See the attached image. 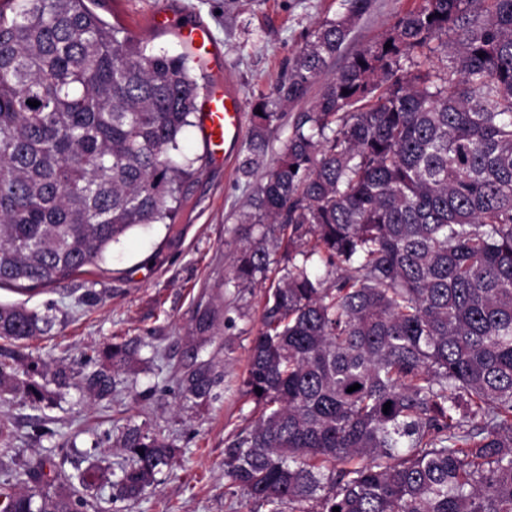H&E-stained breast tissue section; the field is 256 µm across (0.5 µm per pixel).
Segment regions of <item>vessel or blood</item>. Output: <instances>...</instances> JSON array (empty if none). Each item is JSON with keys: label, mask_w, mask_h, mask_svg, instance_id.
Wrapping results in <instances>:
<instances>
[{"label": "vessel or blood", "mask_w": 512, "mask_h": 512, "mask_svg": "<svg viewBox=\"0 0 512 512\" xmlns=\"http://www.w3.org/2000/svg\"><path fill=\"white\" fill-rule=\"evenodd\" d=\"M179 35L205 62L215 61L218 51L210 29L197 22L178 26ZM202 132L210 158H224L227 144L233 143L243 128V109L230 91L209 88L201 102Z\"/></svg>", "instance_id": "vessel-or-blood-1"}]
</instances>
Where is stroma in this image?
Returning a JSON list of instances; mask_svg holds the SVG:
<instances>
[{"label": "stroma", "mask_w": 512, "mask_h": 512, "mask_svg": "<svg viewBox=\"0 0 512 512\" xmlns=\"http://www.w3.org/2000/svg\"><path fill=\"white\" fill-rule=\"evenodd\" d=\"M421 2L370 0L323 80L335 77ZM94 10L153 51L170 55L188 47L175 30L149 27L151 14L205 23L223 57L198 66V81L234 92L248 118L256 102L287 81L294 56L315 30L344 12L345 0H97ZM322 82H314L303 100L273 122L261 169L275 163ZM245 150L241 140L230 161L203 163L189 184L191 202L177 217L178 237H168L161 224L136 228L85 274L23 293L0 288L1 302L53 318L50 330L23 342V353L48 372L63 369L71 376L66 387L47 384L42 397L0 396V419L13 434L10 468L20 471L48 460L70 474L93 464L117 467L128 463L129 455L116 447L115 436L136 425L173 443L176 457L138 501L113 500L107 484L92 490L89 512H266L231 482L224 467L226 439L259 416L243 380L267 291L280 276L275 263L267 279L240 286L232 278L233 258L243 245L240 214L259 182L239 169ZM210 300L222 316L215 336L200 346L193 315L198 304ZM135 338L143 341L140 355L115 372L111 398H96L82 388L84 352ZM196 359L212 362L222 376L215 400L203 403L180 392ZM37 423L46 428L43 436L33 432Z\"/></svg>", "instance_id": "obj_1"}]
</instances>
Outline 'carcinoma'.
<instances>
[{
  "label": "carcinoma",
  "instance_id": "obj_1",
  "mask_svg": "<svg viewBox=\"0 0 512 512\" xmlns=\"http://www.w3.org/2000/svg\"><path fill=\"white\" fill-rule=\"evenodd\" d=\"M90 2L0 0V288L83 273L135 227L171 233L188 202L196 170L176 155L196 125L192 59L148 50ZM369 2L346 0L253 106L244 173ZM450 24L455 45H431ZM241 223L258 233L234 280L266 278L278 252L288 267L243 381L260 415L224 449L233 484L268 512H512V0H422L399 17L323 85ZM315 254L339 272L329 285ZM216 318L198 305L197 334ZM51 323L0 304V392L32 393L19 372L39 363L16 343ZM138 348L84 355L85 389L112 398ZM219 382L196 362L182 391L208 401ZM117 442L131 456L119 472H16L34 489L3 483L0 512H88L85 491L108 482L138 500L175 448L138 426Z\"/></svg>",
  "mask_w": 512,
  "mask_h": 512
}]
</instances>
